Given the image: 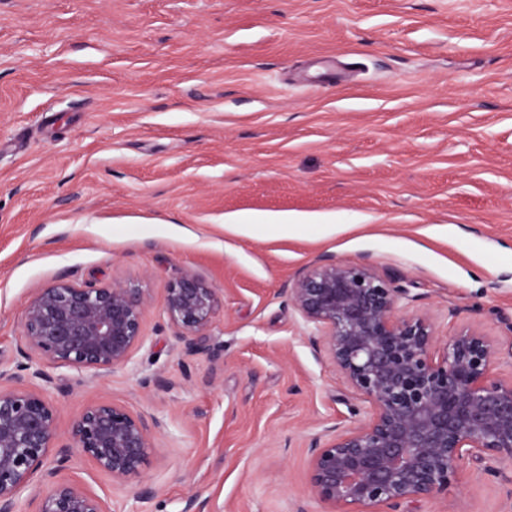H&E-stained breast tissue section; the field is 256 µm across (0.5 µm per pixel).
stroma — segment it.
I'll return each instance as SVG.
<instances>
[{"label": "stroma", "mask_w": 512, "mask_h": 512, "mask_svg": "<svg viewBox=\"0 0 512 512\" xmlns=\"http://www.w3.org/2000/svg\"><path fill=\"white\" fill-rule=\"evenodd\" d=\"M325 257L398 278L439 337L512 334V0H0V369L37 289L132 286L128 364L42 393L64 426L98 400L164 423L142 476L63 478L111 512H321L309 440L352 395L284 290ZM184 270L220 298L190 355ZM503 469L418 512H512ZM219 307L216 288L190 270L167 289L164 313L167 323L175 330V338L187 353L206 348L202 334L210 325Z\"/></svg>", "instance_id": "35a3bbf8"}]
</instances>
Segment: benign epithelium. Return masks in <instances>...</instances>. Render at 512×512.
Wrapping results in <instances>:
<instances>
[{"label": "benign epithelium", "mask_w": 512, "mask_h": 512, "mask_svg": "<svg viewBox=\"0 0 512 512\" xmlns=\"http://www.w3.org/2000/svg\"><path fill=\"white\" fill-rule=\"evenodd\" d=\"M287 295L359 400L349 404L358 425L328 427L310 445L324 512H400L447 495L474 461H512V379L493 377L500 347L479 327L439 340L426 317L397 314L406 290L366 263L325 258ZM218 307L217 290L190 270L167 288L164 313L186 352L206 348ZM143 313L138 288L64 280L40 288L23 310L19 370L50 383L32 368L45 360L106 377L143 343ZM4 378L12 385L0 388V512H16L28 488L36 512H110L58 472L76 452L116 482L138 477L160 421L95 401L63 432L56 407L24 376L0 370Z\"/></svg>", "instance_id": "obj_1"}]
</instances>
